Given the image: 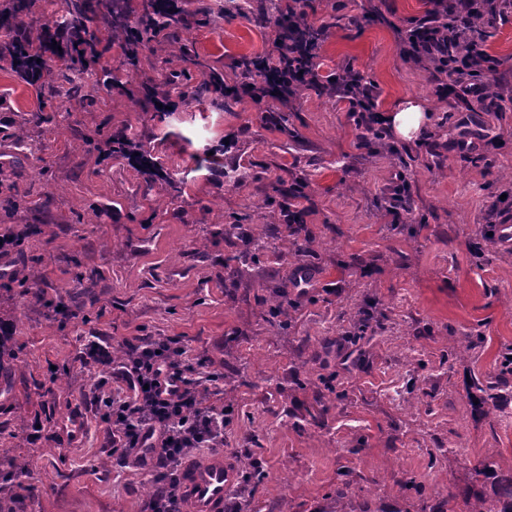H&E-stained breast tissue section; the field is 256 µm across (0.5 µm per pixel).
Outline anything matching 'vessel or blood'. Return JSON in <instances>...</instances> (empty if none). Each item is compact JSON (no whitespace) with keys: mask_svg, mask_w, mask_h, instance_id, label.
Returning <instances> with one entry per match:
<instances>
[{"mask_svg":"<svg viewBox=\"0 0 512 512\" xmlns=\"http://www.w3.org/2000/svg\"><path fill=\"white\" fill-rule=\"evenodd\" d=\"M237 479L236 463L220 452L185 462L180 481L187 512H224L226 496Z\"/></svg>","mask_w":512,"mask_h":512,"instance_id":"b4317fda","label":"vessel or blood"}]
</instances>
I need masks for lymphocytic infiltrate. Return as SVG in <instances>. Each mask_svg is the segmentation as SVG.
<instances>
[{
  "label": "lymphocytic infiltrate",
  "instance_id": "obj_1",
  "mask_svg": "<svg viewBox=\"0 0 512 512\" xmlns=\"http://www.w3.org/2000/svg\"><path fill=\"white\" fill-rule=\"evenodd\" d=\"M298 24L283 46L288 64V87L297 89L318 81L313 66L316 52L303 39L308 27L305 0H296ZM430 25L410 29L404 39L409 56L430 55L446 60L455 55L464 72L485 65L480 23L495 18V0H430ZM128 358L114 362L106 344L91 339L84 357L110 368L113 386L95 396L99 409L110 411L109 435L116 460L152 478L156 489L143 512H180L176 470L182 459L203 448L224 445L228 423L203 405L199 389L216 385L218 373L202 372L189 363L187 350L165 340L142 339L130 344Z\"/></svg>",
  "mask_w": 512,
  "mask_h": 512
}]
</instances>
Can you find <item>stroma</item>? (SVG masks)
<instances>
[{"label": "stroma", "mask_w": 512, "mask_h": 512, "mask_svg": "<svg viewBox=\"0 0 512 512\" xmlns=\"http://www.w3.org/2000/svg\"><path fill=\"white\" fill-rule=\"evenodd\" d=\"M259 0H193L207 23L154 46L156 101L138 107L141 73L93 106L64 103L55 123L22 142L0 139L20 157L30 207L0 210V234L27 231L23 251L41 256L42 299L0 288V457L40 449L24 478V512H141L148 476L111 463L107 425L93 394L100 368L84 358L96 336L114 346L149 336L177 339L192 358L230 374L233 424L224 451L256 453L262 480L244 485L245 512H332L344 489L349 512H467L490 481L475 461L512 467V394L480 412L474 384L496 372L512 345V247L470 246L492 206L512 202V0L481 24L486 99L448 94L450 75L403 53L401 36L430 9L429 0H309L308 22L323 36L318 72H357L377 91L380 111L413 97L430 119L417 141L385 137L370 153L346 97L332 85L288 98L245 96L232 111L203 108L164 85L194 43L225 74L235 59L273 49V28L258 27ZM35 90L0 70V127L36 111ZM288 117L289 133L266 122ZM129 129L165 177L185 179L179 199L163 181L145 192V176L115 152L84 153L80 135L96 127ZM48 175H41V168ZM409 184L410 209H389L395 173ZM304 179L296 201L312 233L306 290L289 284L293 326L280 332L256 301L288 269L286 245L263 239L264 263L236 286L222 280L239 241L214 237L227 224H286L251 181ZM62 296L60 315L47 301ZM382 313L367 355L346 366L359 308ZM481 336L452 354L462 336ZM416 485L404 489L407 479Z\"/></svg>", "instance_id": "obj_1"}]
</instances>
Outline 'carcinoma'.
<instances>
[{
    "mask_svg": "<svg viewBox=\"0 0 512 512\" xmlns=\"http://www.w3.org/2000/svg\"><path fill=\"white\" fill-rule=\"evenodd\" d=\"M273 27L275 44L280 48L288 38L293 7L284 4L274 5ZM46 5L44 0H0V61H9L10 70L18 80L39 90L43 89V79L56 76L70 85L67 96L81 104H90L95 94L112 90L118 83L112 74V62L105 55L112 54V43L119 41V56L128 70H136L152 50L151 43L158 37L177 38L180 33L196 23L195 13L185 7L181 0H140L139 8L132 6V0H63L55 19L44 22ZM181 70H172L165 75V84L183 88L182 96L191 99L211 98L218 107H225L231 97L225 88L224 70L211 64L194 47H183ZM263 60L246 56L236 64L233 72L235 84L246 88L266 82V74L260 67ZM200 76L198 84H191L192 74ZM60 95L53 92L40 94L39 110L23 119L20 127L28 125L38 129L53 122L55 102ZM118 144L125 146L130 141L125 132L112 135L109 130H97L82 141L83 151H100L104 146ZM144 167V194L153 190L157 174L147 150L139 152ZM9 195L0 206L13 212L28 204V193L19 190L17 184L7 186ZM279 195V205L287 214L291 213L289 201L303 195V184L296 180L293 184L280 182L274 188ZM224 236L241 238L245 250L224 261V279L238 276L241 267L255 264L265 256L264 247L254 237L251 230L242 224L224 225ZM35 277L20 269L8 273V285L25 290L34 287ZM288 282L279 284L276 296L281 298L275 306H269L263 313L275 319L286 314L285 288ZM512 348L499 354V364L494 376L479 381L476 389L481 393L478 407L494 408L502 393L512 387ZM29 461L14 456L0 464V490L7 487L14 499H19L25 486L22 477L26 476ZM475 470L479 474L492 475V496L480 497L471 503L469 512H512V469L504 473L494 470V466L482 460L477 461Z\"/></svg>",
    "mask_w": 512,
    "mask_h": 512,
    "instance_id": "cac0c4a2",
    "label": "carcinoma"
}]
</instances>
